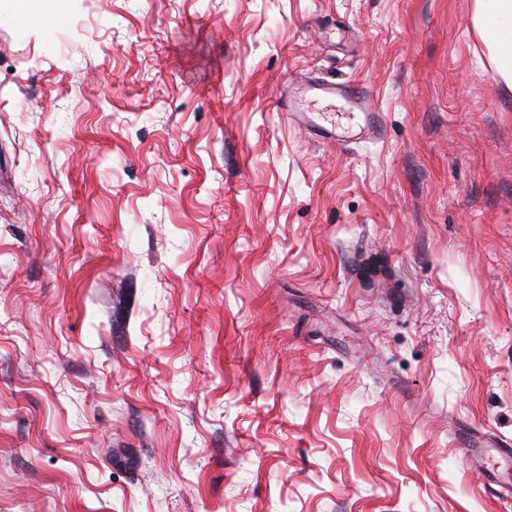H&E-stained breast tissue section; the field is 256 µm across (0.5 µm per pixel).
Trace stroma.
<instances>
[{
  "instance_id": "stroma-1",
  "label": "stroma",
  "mask_w": 512,
  "mask_h": 512,
  "mask_svg": "<svg viewBox=\"0 0 512 512\" xmlns=\"http://www.w3.org/2000/svg\"><path fill=\"white\" fill-rule=\"evenodd\" d=\"M0 0V512H512V93L473 0ZM365 87L340 150L272 106ZM320 99L343 100L358 111L359 121L348 127L323 129L314 120L309 105ZM277 112H284L288 121L314 129L313 135L326 144L347 147L355 141L379 139L382 120L377 106L364 88L350 82L310 78L284 82L274 95ZM462 444L469 468L485 478L489 494L505 501L511 499V468H503L501 462L504 456L512 459V448H509V443L502 440L485 442L476 433L467 432Z\"/></svg>"
}]
</instances>
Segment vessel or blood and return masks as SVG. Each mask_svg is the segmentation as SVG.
<instances>
[{
	"mask_svg": "<svg viewBox=\"0 0 512 512\" xmlns=\"http://www.w3.org/2000/svg\"><path fill=\"white\" fill-rule=\"evenodd\" d=\"M321 99L345 101L357 110L358 121L348 127L316 126L310 105ZM274 106L288 121L312 127L318 140L334 146L345 147L381 136L382 120L376 104L364 88L350 82L310 78L285 83L275 92ZM462 444L470 469L485 478L489 494L502 500L511 499L512 470L504 468L502 460L512 459V445L502 440L486 442L473 432L466 433Z\"/></svg>",
	"mask_w": 512,
	"mask_h": 512,
	"instance_id": "vessel-or-blood-1",
	"label": "vessel or blood"
}]
</instances>
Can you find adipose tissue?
I'll return each mask as SVG.
<instances>
[{"instance_id":"1","label":"adipose tissue","mask_w":512,"mask_h":512,"mask_svg":"<svg viewBox=\"0 0 512 512\" xmlns=\"http://www.w3.org/2000/svg\"><path fill=\"white\" fill-rule=\"evenodd\" d=\"M473 24L503 85L512 91V0H474Z\"/></svg>"}]
</instances>
